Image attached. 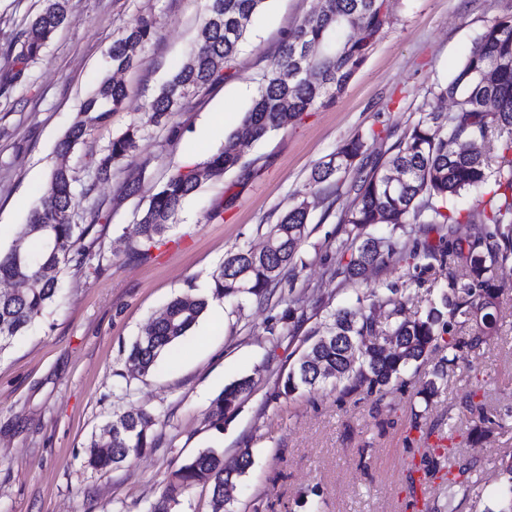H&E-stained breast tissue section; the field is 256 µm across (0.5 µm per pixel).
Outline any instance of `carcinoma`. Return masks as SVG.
Wrapping results in <instances>:
<instances>
[{"label":"carcinoma","instance_id":"1","mask_svg":"<svg viewBox=\"0 0 512 512\" xmlns=\"http://www.w3.org/2000/svg\"><path fill=\"white\" fill-rule=\"evenodd\" d=\"M21 45L24 60L40 55L67 17L68 0H42ZM206 16L199 30L202 48L190 54L173 71L158 94L148 102L146 124H167L193 96L221 81L246 43L253 16L269 0H206ZM389 22L385 0H321L319 11L296 23L283 38L263 70L257 95L224 146L206 161L174 170L155 192L136 224L133 251L148 254L160 243L186 198L207 180L220 179L242 163L240 148L250 147L274 131L286 129L304 113L335 100L365 61L370 46ZM156 33L152 19L140 16L124 27L113 42L110 65L61 145V161L52 169L39 204L16 240L0 253V280L19 282V293L0 292V352L26 335L45 309L58 299L62 275L90 277L103 263L112 261L96 224L75 222L76 198L88 197L94 183L75 175L68 155L87 131L118 111L126 97L122 74L140 61ZM434 98L452 102L445 111L437 105L419 118L393 145L390 156L365 171L366 143L356 136L341 144L330 158L315 165L310 176L314 189L335 186L351 178L354 197L341 212L344 237L336 250L350 253L349 261L334 275L353 286L367 282L370 273L403 263L414 269L448 267L446 283L427 308L412 318L404 316V289L395 283L367 292L371 302L357 297L356 305L337 308L326 316L323 329L287 372L277 378L276 396L293 397L327 383L344 394L386 393L405 383L404 375L424 365L438 348L444 333L469 328L470 335L448 345V356L418 381L414 396L429 404L448 383V368L457 365L463 348H476L498 329L496 311L504 291L499 270L512 263V15L488 26L465 54L463 61ZM497 132L496 154L475 149L489 133ZM144 127L133 126L112 139L100 157L89 163L94 178L110 176L112 167L132 157ZM483 189L476 204L464 208L460 200L471 190ZM309 211L305 201L288 206L267 226L266 236L276 250L254 252L245 247L231 251L212 275L211 294H182L171 298L131 344L127 361L137 376L157 374L160 361L191 332L209 306V298H233L237 307L269 300L286 279L305 267L301 247ZM371 224L391 227L385 236L366 233ZM434 230L447 226L436 244L412 238L415 225ZM461 224L476 229L463 247L457 237ZM253 389V379L242 377L224 387L213 400V426L223 427L224 417ZM464 409L483 427L501 423L488 415L473 398ZM159 416L152 411L115 412L112 422L87 445L88 463L110 469L140 455L153 443ZM252 465L251 449L227 460L206 449L174 470L149 512H173L179 498L199 481L209 485L211 512H236L227 488L237 483ZM503 486L511 496L492 497L484 512H512V455L500 462ZM476 464L455 458L448 449V478L443 500L434 512H457L458 496L481 493L474 478Z\"/></svg>","mask_w":512,"mask_h":512}]
</instances>
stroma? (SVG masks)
<instances>
[{
  "label": "stroma",
  "instance_id": "1",
  "mask_svg": "<svg viewBox=\"0 0 512 512\" xmlns=\"http://www.w3.org/2000/svg\"><path fill=\"white\" fill-rule=\"evenodd\" d=\"M315 0H271L252 19L251 35L228 77L194 96L173 126H149L145 106L174 66L196 47L206 0H70L66 22L38 58L18 57L22 33L41 0H0V250L12 243L59 160V145L101 78L113 41L139 16L157 34L127 71L122 109L92 128L69 156L80 178L89 161L133 125L145 134L133 158L98 181L81 200L77 223L98 208L97 229L114 256L90 278L65 276L60 299L26 336L0 353V512H147L182 461L212 448L232 458L251 449L254 463L237 483L239 512H431L441 489L418 471L413 451L457 449L477 463L481 497L459 512H483L501 488L497 470L512 453V429L472 434L478 419L466 399L488 413L512 415V264L499 272L500 329L464 349L448 387L422 418L413 414L415 383L448 353L447 339L430 363L385 395H345L326 386L276 397L279 373L296 362L326 310L355 303L357 292L330 274L340 259L338 219L348 194L327 188L310 211L305 269L284 306L252 304L224 321L203 318L189 338V357L161 361L156 376L134 378L126 357L133 339L170 298L205 294L225 254L260 246L267 225L302 198L312 168L353 136L367 141L368 166L433 101L475 39L512 14V0H390V22L370 47L344 93L305 113L294 126L250 148L245 167L209 180L188 197L164 245L133 253L135 224L152 195L179 167L217 151L256 95L258 74L288 30ZM140 188L129 193L127 184ZM405 284V313L423 311L444 278L434 270L386 273ZM252 377L251 394L216 430L211 401L224 386ZM130 393H123V386ZM144 408L164 416L156 444L120 467L87 465L84 449L116 410Z\"/></svg>",
  "mask_w": 512,
  "mask_h": 512
}]
</instances>
